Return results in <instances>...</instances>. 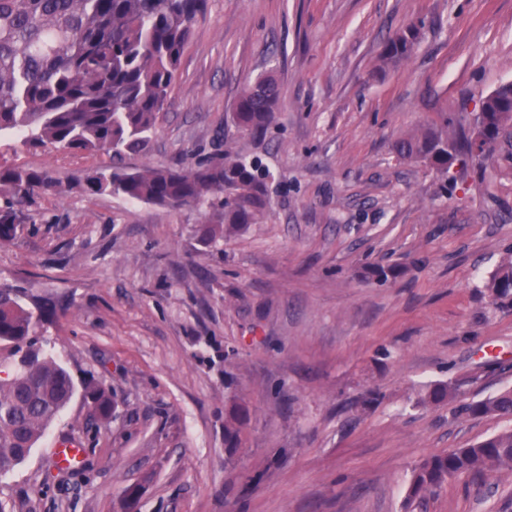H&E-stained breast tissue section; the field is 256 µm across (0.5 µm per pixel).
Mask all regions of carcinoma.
<instances>
[{
	"instance_id": "cac0c4a2",
	"label": "carcinoma",
	"mask_w": 512,
	"mask_h": 512,
	"mask_svg": "<svg viewBox=\"0 0 512 512\" xmlns=\"http://www.w3.org/2000/svg\"><path fill=\"white\" fill-rule=\"evenodd\" d=\"M207 0H0V138L11 136L29 148L100 152L108 161L92 167L76 182L81 192L122 195L134 202L200 213L196 234L211 245L257 224L271 205L270 172L258 162L230 153L191 167L179 164L135 168L129 156L150 149L160 112L177 75L180 57ZM419 29L410 27L390 39L384 64L410 57ZM279 106L277 78L257 77L241 93L232 112L234 125L261 134ZM488 125L500 130L512 122V83L484 99ZM396 143L397 154L448 174V147L462 165L484 164L495 139L471 150L472 137L448 136V113ZM58 183L46 168L0 165V245L11 243L28 208L41 191ZM490 301L512 306V259L486 286ZM16 285L0 282V343L19 354L12 377L0 379V476L30 454L49 425L76 393L69 372L36 347V336L59 307L23 302ZM93 416H112L111 393L85 387ZM458 389L437 383L417 399L419 405L451 404ZM474 415L512 416V389L462 405ZM248 409L239 396L224 412L228 463L241 442ZM512 471V430L467 448L429 455L413 469L405 508L460 476L487 479Z\"/></svg>"
}]
</instances>
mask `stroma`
Instances as JSON below:
<instances>
[{
  "label": "stroma",
  "mask_w": 512,
  "mask_h": 512,
  "mask_svg": "<svg viewBox=\"0 0 512 512\" xmlns=\"http://www.w3.org/2000/svg\"><path fill=\"white\" fill-rule=\"evenodd\" d=\"M422 23L416 52L378 71L384 44ZM274 71L262 135L224 118ZM512 82V0H207L147 155L188 167L225 150L274 180L261 223L215 246L197 212L76 191L102 156L0 140V164L50 168L0 282L67 304L38 338L76 385L109 388L111 420L75 396L31 456L0 476L6 512H401L422 458L512 428L460 403L512 388V310L484 285L512 255V145L484 168L397 159V138L447 118L469 134L481 100ZM398 268L384 285L366 266ZM450 382L459 403L417 405ZM249 409L224 462L231 391ZM377 402H369L370 393ZM80 442L59 470L56 439ZM416 512H512V479L449 480Z\"/></svg>",
  "instance_id": "obj_1"
}]
</instances>
